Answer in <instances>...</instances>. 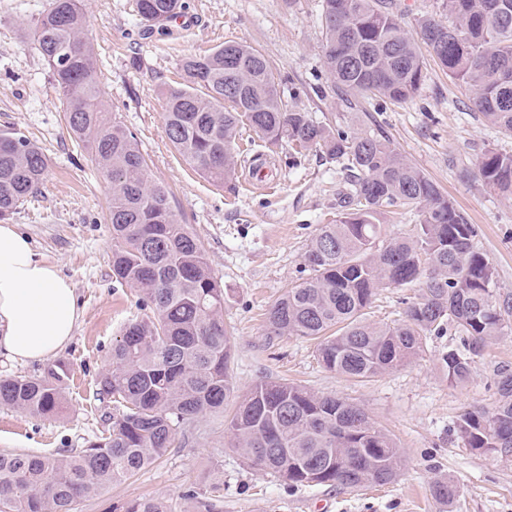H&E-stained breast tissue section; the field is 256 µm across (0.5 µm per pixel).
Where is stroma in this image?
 <instances>
[{
    "label": "stroma",
    "mask_w": 512,
    "mask_h": 512,
    "mask_svg": "<svg viewBox=\"0 0 512 512\" xmlns=\"http://www.w3.org/2000/svg\"><path fill=\"white\" fill-rule=\"evenodd\" d=\"M195 24L147 30L136 0H84L83 38L97 57L109 109L137 138L148 175L172 192V204L202 242L226 288L224 320L233 329V378L238 391L285 379L318 394L349 398L396 440L402 454L397 479L383 486L290 489L248 467L225 428L234 407L201 417L178 432L168 453L134 476L87 500L81 512H112L124 502L174 499L177 512H196L188 490L223 483L220 512H449L431 493L435 477L459 487L450 512H512V462L487 456L457 439L462 414L497 402L495 374L512 366V333L495 341L463 385L448 383L441 356L456 336L430 337L423 352L398 369L357 381L326 370L314 341L281 336L267 342L266 313L289 288L307 278V246L320 225L333 223L350 186L336 161L311 150L292 158L269 152L243 131L234 178L216 186L193 171L167 138L162 85L180 79V64L227 40L246 42L274 66L287 107H300L338 126L371 114L392 146L447 194L475 227L474 244L492 262L502 295L512 296V200L476 179L489 147L512 153V138L470 106V91L432 56L415 97L394 103L366 94L345 102L323 64L320 0H185ZM51 0H0V129L34 140L50 160L36 197L12 218L39 258L71 282L80 312L71 342L58 355L71 370L63 411L44 418L0 407V451L55 453L108 435L112 406L97 400L95 379L108 367L123 326L142 314L138 293L112 275V227L105 220L108 182L77 151L64 122L66 103L25 33ZM420 283L380 290L368 323L400 319L403 300Z\"/></svg>",
    "instance_id": "stroma-1"
}]
</instances>
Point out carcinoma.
Here are the masks:
<instances>
[{"mask_svg":"<svg viewBox=\"0 0 512 512\" xmlns=\"http://www.w3.org/2000/svg\"><path fill=\"white\" fill-rule=\"evenodd\" d=\"M148 26L163 27L183 0H136ZM444 25L418 21L424 44L448 76L470 86L472 107L512 137V0H438ZM82 0H53L30 40L66 101L65 127L107 177L112 275L139 292L145 314L129 322L95 395L112 403V432L56 455L0 451V512H77L78 506L163 457L176 433L197 419L237 409L227 431L233 448L290 489L385 485L401 467L400 448L365 410L336 395L288 382H261L239 395L231 376L232 345L224 324L221 280L201 242L182 223L169 192L149 179L134 134L112 116L83 39ZM324 67L334 87L406 102L423 80L418 38L393 0H322ZM181 82L163 91L167 137L183 160L222 185L237 168L236 140L248 129L271 152L317 149L349 172L345 213L323 224L305 252L310 276L268 310L266 336L317 341L329 371L364 380L418 357L428 338L448 331L459 344L441 357L451 384H463L486 347L512 331V299L494 288V267L473 244L474 226L440 187L404 158L377 128L344 129L284 108L273 66L256 48L226 41L183 59ZM48 158L28 137L0 129V221L33 197ZM482 185L512 199V154L485 150ZM419 213L407 236L384 233L393 208ZM422 281L401 319L375 326L365 309L382 288ZM70 371L58 361L32 376L0 377V406L41 417L58 415ZM496 405L464 413L465 447L512 459V368L497 369ZM223 487L198 498L216 512ZM432 495L452 506L457 484L438 477ZM120 512H174L173 499L127 502Z\"/></svg>","mask_w":512,"mask_h":512,"instance_id":"1","label":"carcinoma"}]
</instances>
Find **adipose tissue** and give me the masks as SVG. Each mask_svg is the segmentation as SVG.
Listing matches in <instances>:
<instances>
[{"label": "adipose tissue", "mask_w": 512, "mask_h": 512, "mask_svg": "<svg viewBox=\"0 0 512 512\" xmlns=\"http://www.w3.org/2000/svg\"><path fill=\"white\" fill-rule=\"evenodd\" d=\"M79 319L75 291L35 254L15 225L0 224V357L47 359L70 342Z\"/></svg>", "instance_id": "obj_1"}]
</instances>
